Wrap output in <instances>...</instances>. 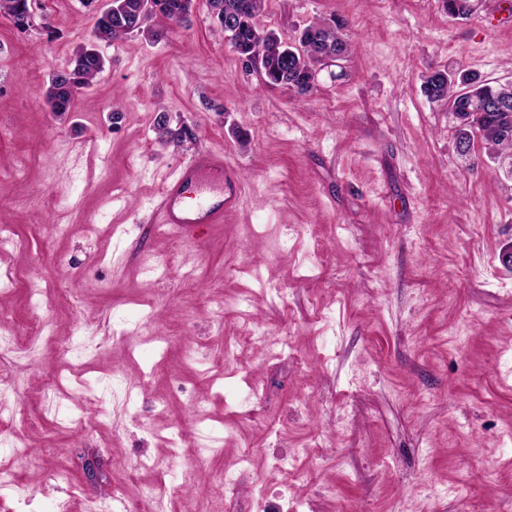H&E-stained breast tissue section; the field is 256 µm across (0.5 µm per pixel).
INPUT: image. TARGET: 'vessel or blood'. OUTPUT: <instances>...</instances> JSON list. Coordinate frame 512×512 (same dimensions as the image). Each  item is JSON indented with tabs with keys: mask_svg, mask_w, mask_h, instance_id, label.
Here are the masks:
<instances>
[{
	"mask_svg": "<svg viewBox=\"0 0 512 512\" xmlns=\"http://www.w3.org/2000/svg\"><path fill=\"white\" fill-rule=\"evenodd\" d=\"M237 170L223 152L203 150L183 164L177 177L163 188L160 221L188 231L197 224H220L225 212L239 203Z\"/></svg>",
	"mask_w": 512,
	"mask_h": 512,
	"instance_id": "1",
	"label": "vessel or blood"
}]
</instances>
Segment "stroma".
I'll list each match as a JSON object with an SVG mask.
<instances>
[{"label":"stroma","instance_id":"1","mask_svg":"<svg viewBox=\"0 0 512 512\" xmlns=\"http://www.w3.org/2000/svg\"><path fill=\"white\" fill-rule=\"evenodd\" d=\"M44 5L45 28L0 15V225L24 243L0 252V364L27 389L0 401L20 484L0 512H113L152 484L147 461L173 485L149 512H183L225 471L213 512H461L433 490L476 469L496 479L473 497L512 512V156L478 138L459 154L458 119L424 91L438 69L512 83V0L464 19L444 0H265L258 23L284 42L335 21L349 43L299 97L197 0L187 23L98 43L104 68L62 115L44 93L101 2ZM204 149L241 171L237 208L159 232L162 179ZM148 254L174 272L146 273ZM34 292L52 337L31 332ZM250 323L282 350L225 363ZM150 330L174 337L159 373ZM195 397L205 457L164 441L195 431ZM315 439L323 456L278 466Z\"/></svg>","mask_w":512,"mask_h":512}]
</instances>
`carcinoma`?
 <instances>
[{
	"instance_id": "cac0c4a2",
	"label": "carcinoma",
	"mask_w": 512,
	"mask_h": 512,
	"mask_svg": "<svg viewBox=\"0 0 512 512\" xmlns=\"http://www.w3.org/2000/svg\"><path fill=\"white\" fill-rule=\"evenodd\" d=\"M154 10L150 19L178 24L182 22L183 0H153ZM123 19L102 13L95 21L94 36L98 41L113 42L134 32L132 20L136 18L140 0H116ZM207 5L216 10L219 23H224V14L230 12L235 18L236 33L232 40L234 51L244 62L259 64L268 86L285 87L297 95L307 94L311 86L309 79L316 66L323 64V57L341 51L347 52V41L340 35V25H308L298 40L299 48L288 54L286 43L272 30L260 28L255 21L261 12L264 0H207ZM30 9V0H0V14L11 18L14 24L25 27ZM105 61L95 43L81 47L73 68L51 75L44 94L45 103L52 112L64 113L72 110L79 90L92 84L102 71ZM440 81L442 95L455 108L460 120L457 141L471 147L474 135L478 134L489 149L501 152L512 149V134L503 133L505 127L512 128V104L507 111L480 110L477 99L495 93L496 87L489 83L473 85V79L462 73L448 74L437 71L427 78L424 89H430Z\"/></svg>"
}]
</instances>
